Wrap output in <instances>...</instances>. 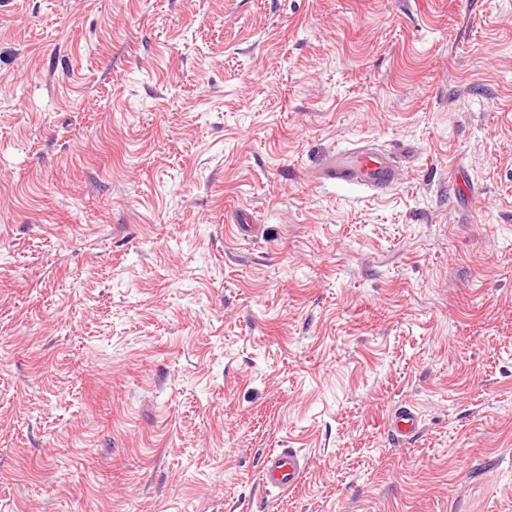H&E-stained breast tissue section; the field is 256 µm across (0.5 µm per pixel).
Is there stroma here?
<instances>
[{
  "mask_svg": "<svg viewBox=\"0 0 512 512\" xmlns=\"http://www.w3.org/2000/svg\"><path fill=\"white\" fill-rule=\"evenodd\" d=\"M0 512H512V0H0ZM328 178L384 193L400 181L401 168L395 156L386 150L341 149L328 168ZM418 416L411 406H401L390 416L388 431L396 439L410 438L418 432ZM304 457L294 448H280L263 460V485L283 491L293 489L306 470Z\"/></svg>",
  "mask_w": 512,
  "mask_h": 512,
  "instance_id": "35a3bbf8",
  "label": "stroma"
}]
</instances>
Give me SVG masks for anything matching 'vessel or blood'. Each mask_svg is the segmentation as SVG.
Instances as JSON below:
<instances>
[{"mask_svg": "<svg viewBox=\"0 0 512 512\" xmlns=\"http://www.w3.org/2000/svg\"><path fill=\"white\" fill-rule=\"evenodd\" d=\"M329 179L383 193L400 181L401 168L395 156L386 150L342 149L328 168ZM419 429L413 407L402 406L390 416L388 430L395 438L412 437ZM307 464L296 449L282 448L263 460V484L283 491L293 489Z\"/></svg>", "mask_w": 512, "mask_h": 512, "instance_id": "obj_1", "label": "vessel or blood"}]
</instances>
